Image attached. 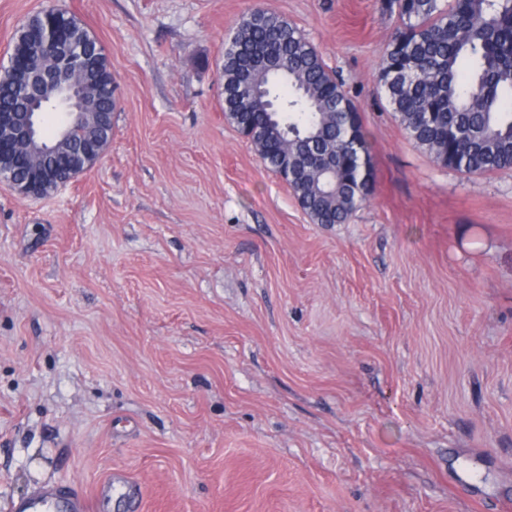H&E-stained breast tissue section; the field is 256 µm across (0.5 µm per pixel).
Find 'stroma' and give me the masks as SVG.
I'll return each mask as SVG.
<instances>
[{"mask_svg": "<svg viewBox=\"0 0 512 512\" xmlns=\"http://www.w3.org/2000/svg\"><path fill=\"white\" fill-rule=\"evenodd\" d=\"M295 24L360 110L375 189L315 224L224 118V37ZM56 5L116 79L98 162L0 182V512H500L512 503V171L420 151L375 68L388 0ZM13 168L3 169L0 168V180L9 182L15 191L25 197H36L45 194L42 191V183L49 175L38 172L35 177L30 174L27 179H13ZM61 494L56 490H47L41 498L24 503L20 512H43L48 506L51 512H87L89 503L84 496L65 493V498L57 499Z\"/></svg>", "mask_w": 512, "mask_h": 512, "instance_id": "obj_1", "label": "stroma"}]
</instances>
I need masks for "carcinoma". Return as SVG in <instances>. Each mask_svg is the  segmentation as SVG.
Segmentation results:
<instances>
[{
  "label": "carcinoma",
  "instance_id": "obj_1",
  "mask_svg": "<svg viewBox=\"0 0 512 512\" xmlns=\"http://www.w3.org/2000/svg\"><path fill=\"white\" fill-rule=\"evenodd\" d=\"M401 28L376 66L394 118L413 144L444 167L467 174L512 169V0H390ZM37 23L65 32L79 21L50 8ZM63 36L43 53L52 68ZM88 106L114 112L107 56L91 37ZM224 114L249 133L265 166L287 184L316 224H345L373 196L369 143L361 115L324 60L291 22L263 7L245 13L224 40ZM21 68L0 74V112L25 108ZM76 153L95 130L81 123L40 127Z\"/></svg>",
  "mask_w": 512,
  "mask_h": 512
}]
</instances>
